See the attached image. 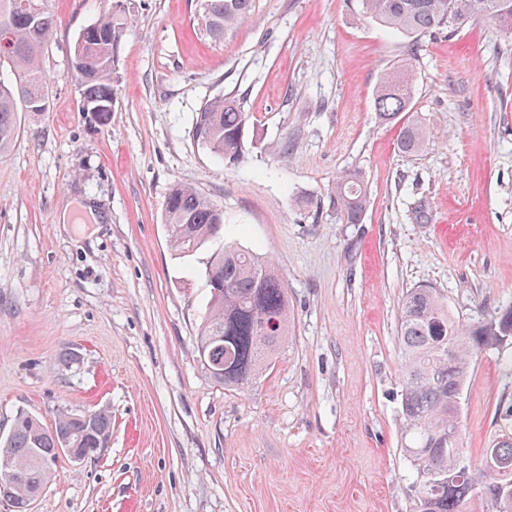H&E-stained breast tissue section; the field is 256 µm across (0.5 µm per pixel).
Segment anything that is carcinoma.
Instances as JSON below:
<instances>
[{"label":"carcinoma","instance_id":"carcinoma-1","mask_svg":"<svg viewBox=\"0 0 512 512\" xmlns=\"http://www.w3.org/2000/svg\"><path fill=\"white\" fill-rule=\"evenodd\" d=\"M363 12L388 29L417 38L449 24L463 25L490 16L512 34V0H361ZM254 0H200V21L214 41L251 18ZM49 0H0V154L18 132V114H40L50 107L47 81L40 65L44 46L57 28ZM95 35L77 38L71 53V79L81 106L112 112L108 97L114 90L121 30L112 13L91 24ZM413 60L380 80L375 97L379 117L394 120L412 109ZM247 115L241 103L218 96L196 112L194 141L227 162L244 155ZM429 138L418 122L404 124L397 146L416 154ZM334 205L347 224H357L366 209L360 175L349 172L332 190ZM164 222L171 246L182 254L197 250L222 235L224 211L189 182L168 193ZM209 307L198 339L204 376L225 387L241 388L267 367L288 335V296L273 264L234 245H223L207 270ZM512 336V306L463 326L449 314L437 291L412 288L403 296L397 337L404 361L400 385L401 445L416 473L413 512H465L473 497H484L492 512H512V432L499 434L493 444L507 470L490 466L461 468L448 433L462 434L460 399L473 371V358L500 348L499 337ZM112 435V415L106 409L83 415L61 411L45 427L22 411L10 432L0 437V498L14 512H27L54 477L60 449L84 454L105 446Z\"/></svg>","mask_w":512,"mask_h":512}]
</instances>
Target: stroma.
Instances as JSON below:
<instances>
[{"label":"stroma","instance_id":"1","mask_svg":"<svg viewBox=\"0 0 512 512\" xmlns=\"http://www.w3.org/2000/svg\"><path fill=\"white\" fill-rule=\"evenodd\" d=\"M50 109L23 113L0 154V435L18 412L112 415L106 448L59 458L33 512H411L401 448L402 296L429 285L468 324L512 305V36L491 18L412 39L359 0H255L211 40L197 0H50ZM122 25L112 112L82 111L80 31ZM415 54L411 117L427 149L397 148L378 83ZM247 114L245 153L192 138L218 96ZM364 178L360 223L333 209ZM224 211V239L274 264L290 327L248 385L206 379L197 352L216 249L170 245V188ZM76 219L57 221L63 207ZM461 397L479 462L512 404V345L479 353ZM333 205L339 211L341 218L348 224H357L366 209V191L360 175L356 172L346 173L332 190Z\"/></svg>","mask_w":512,"mask_h":512}]
</instances>
